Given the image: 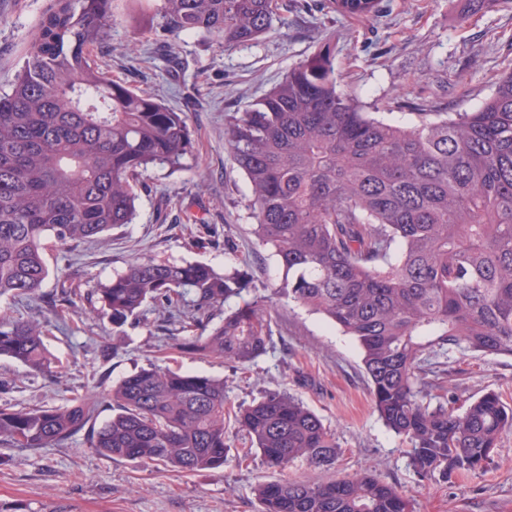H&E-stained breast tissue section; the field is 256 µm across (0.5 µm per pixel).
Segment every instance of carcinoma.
Listing matches in <instances>:
<instances>
[{
  "label": "carcinoma",
  "instance_id": "carcinoma-1",
  "mask_svg": "<svg viewBox=\"0 0 512 512\" xmlns=\"http://www.w3.org/2000/svg\"><path fill=\"white\" fill-rule=\"evenodd\" d=\"M380 0H328L343 18ZM278 0H163L162 28L254 43L281 19ZM112 0H54L11 89L0 92V297L36 294L47 237L96 242L136 216L135 187L157 165L192 166L186 117L109 77L93 58L112 27ZM330 43L256 102L224 135L250 185L259 242L282 271L272 295L224 311L253 282L234 264L141 258L97 290L112 324L149 302L192 297L175 349L240 365L267 352L272 297L324 316L356 339L376 410L411 446L423 478L474 473L512 431V407L490 391L464 410L443 386L454 353L512 357V72L471 112H427L401 126L339 89ZM43 326L0 319V358L53 373ZM444 401L431 405L430 392ZM112 417L92 448L110 459L181 473L224 467V380L149 365L110 393ZM94 407L0 405V441L49 448L81 432ZM236 420L271 467L301 459L326 470L336 437L294 397L270 392ZM261 512H411L369 475L259 485Z\"/></svg>",
  "mask_w": 512,
  "mask_h": 512
}]
</instances>
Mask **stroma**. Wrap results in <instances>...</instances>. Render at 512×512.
I'll return each instance as SVG.
<instances>
[{"mask_svg": "<svg viewBox=\"0 0 512 512\" xmlns=\"http://www.w3.org/2000/svg\"><path fill=\"white\" fill-rule=\"evenodd\" d=\"M285 24L256 43L224 50L202 33L156 39L160 0H114L116 23L95 51L113 79L185 113L197 141L195 168L146 172L135 223L105 241L47 243L49 275L38 295L0 297V318L50 323L44 338L56 373L32 375L0 358V404L62 406L76 396L112 414L108 393L124 376L156 364L222 378L223 468L179 473L98 454L84 429L50 448L0 443V512H258L255 489L278 480H309L320 472L297 460L266 465L235 415L269 392H284L317 414L336 436L338 454L328 477L368 473L394 486L413 512H512V433L476 474L420 480L409 444L374 409L357 341L320 315L274 300L273 344L253 363L237 365L175 351L179 324L146 308L140 322L116 331L96 301V289L139 257L224 266V243L236 244L238 263L254 285L270 286L280 269L253 234L250 190L224 138V117L261 98L288 70L325 42L336 51L341 89L367 111L411 123L413 110L469 112L512 72V0H385L378 16L344 19L303 12L281 0ZM50 0H0V90L20 70ZM81 284L67 327L54 328L53 306L64 279ZM451 382L458 406L485 390L512 405V358L455 354Z\"/></svg>", "mask_w": 512, "mask_h": 512, "instance_id": "obj_1", "label": "stroma"}]
</instances>
